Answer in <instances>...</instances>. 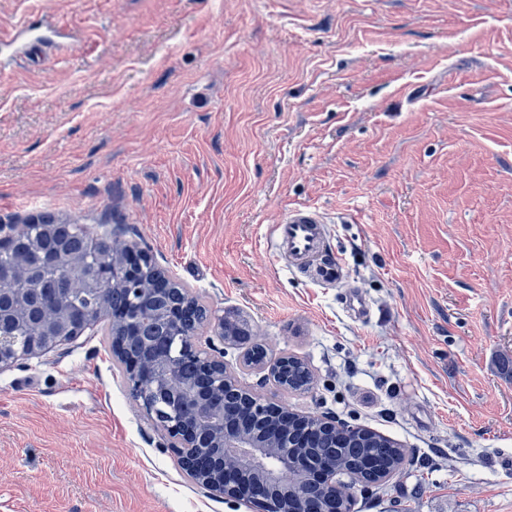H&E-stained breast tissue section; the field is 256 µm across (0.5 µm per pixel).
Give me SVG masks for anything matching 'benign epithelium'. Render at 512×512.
Instances as JSON below:
<instances>
[{"mask_svg":"<svg viewBox=\"0 0 512 512\" xmlns=\"http://www.w3.org/2000/svg\"><path fill=\"white\" fill-rule=\"evenodd\" d=\"M150 262L145 251L130 244L112 242V268L94 270L89 278L97 282H113L112 269L120 267L129 276L138 275ZM41 269L37 261L22 259L17 266L0 269V282L26 281L30 287L10 292L11 306L0 307V323L8 320L14 328L26 330L28 347L18 351V337L0 333V369L19 358L40 357L66 341L70 332H83L92 325V319L80 311L70 312L58 303L40 308L42 319L37 324L27 321L32 302L40 293L38 282ZM101 315L110 318L112 326V354L125 368L129 388H152L177 393L172 409V420L157 422L170 438V447L177 456L181 469L197 484L227 500L245 501L256 506L258 512H347L351 499L345 495L337 474L341 469L326 461L311 462L304 450L288 448V432L296 424H307L314 429L334 435L361 433L363 428L344 426L334 420L315 414L294 411L284 403H274L247 393L242 407L224 404V389L238 388L231 371L224 367L221 356L204 355V364L216 373L217 382L207 390H196L180 383L174 366L169 362L167 337L144 335L146 353L129 358L122 349L126 336L143 335L152 321L140 315L114 313L103 309ZM174 325V335L183 346L194 350L196 331L181 328L179 312L167 317ZM204 322L213 335L224 344H237L233 331L224 323V317L207 313ZM242 363L266 373L275 381L280 374L282 358L256 359L245 349ZM209 448V456L201 460L194 449ZM408 463L407 450L402 448L391 467L375 473L377 481L390 479ZM317 485L324 490L321 502L313 504L306 498V490Z\"/></svg>","mask_w":512,"mask_h":512,"instance_id":"1","label":"benign epithelium"}]
</instances>
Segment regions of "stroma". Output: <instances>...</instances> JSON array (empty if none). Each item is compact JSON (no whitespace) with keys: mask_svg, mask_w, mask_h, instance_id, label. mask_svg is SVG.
Instances as JSON below:
<instances>
[{"mask_svg":"<svg viewBox=\"0 0 512 512\" xmlns=\"http://www.w3.org/2000/svg\"><path fill=\"white\" fill-rule=\"evenodd\" d=\"M21 15L65 44L0 57V226L141 248L301 358L280 393L224 351L407 448L352 512H512V0H0V31ZM297 206L342 282L271 252ZM0 512L250 510L184 477L103 318L0 371ZM310 370V369H309ZM307 365L300 361H292L288 363V367L283 372V382L289 387L291 391H305L308 389V378L310 377L309 387L314 383V375L309 373Z\"/></svg>","mask_w":512,"mask_h":512,"instance_id":"stroma-1","label":"stroma"}]
</instances>
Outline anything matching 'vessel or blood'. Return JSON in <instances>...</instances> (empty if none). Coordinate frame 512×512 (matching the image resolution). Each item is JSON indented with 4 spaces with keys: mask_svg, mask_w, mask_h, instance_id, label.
<instances>
[{
    "mask_svg": "<svg viewBox=\"0 0 512 512\" xmlns=\"http://www.w3.org/2000/svg\"><path fill=\"white\" fill-rule=\"evenodd\" d=\"M271 248L289 266L316 271L322 282L333 283L343 277L342 265L328 254L327 231L315 208L301 206L290 210L286 218L274 225Z\"/></svg>",
    "mask_w": 512,
    "mask_h": 512,
    "instance_id": "vessel-or-blood-1",
    "label": "vessel or blood"
}]
</instances>
